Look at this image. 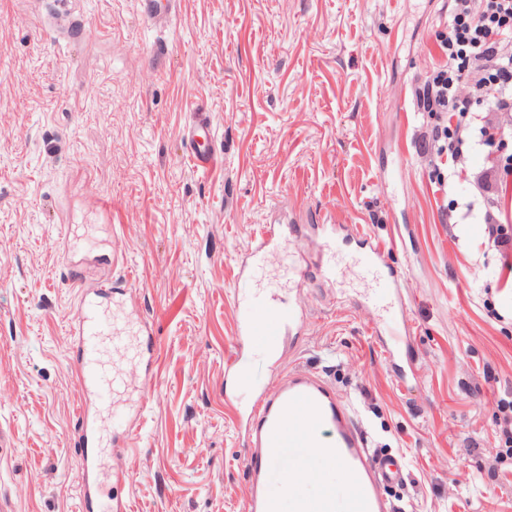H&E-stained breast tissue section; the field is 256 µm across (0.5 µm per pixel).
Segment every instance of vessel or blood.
Returning a JSON list of instances; mask_svg holds the SVG:
<instances>
[{"instance_id": "b4317fda", "label": "vessel or blood", "mask_w": 512, "mask_h": 512, "mask_svg": "<svg viewBox=\"0 0 512 512\" xmlns=\"http://www.w3.org/2000/svg\"><path fill=\"white\" fill-rule=\"evenodd\" d=\"M176 4L177 0H142V17L153 26L166 27ZM185 148L196 170L207 172L215 149L214 133L205 115H198L188 127ZM287 238L305 246L300 262L290 272L298 289L312 275L331 277L333 260L346 255L343 244L355 243L356 249L349 255L371 279L370 303L383 309L399 330L394 340L383 342L382 347L393 364L401 365L402 377L410 378L412 368L402 365L410 333L404 275L391 265L385 250L351 225L324 219L297 224L278 218L253 236L238 268L233 301L241 340L224 364L225 380L232 391L253 388V379L244 368L252 348L276 353L284 338L299 335L302 328L304 312L297 302L264 296L255 281L257 270ZM69 278L78 297L67 326V360L80 391L72 440L81 480L77 512H130L129 501L104 490L105 482H126V474L106 473L103 461L116 451L130 450L137 432L132 413L116 409L112 375L113 364L130 349L129 338L120 325L122 316L113 312L112 305L128 293L132 280L126 275L89 285L74 268ZM139 357L144 365L139 379L143 390L139 407L160 408L162 398L150 391L158 358L156 347L140 350ZM234 418L240 446L245 450V512H395L381 490L404 481L402 457L369 447L352 408L337 398L335 388L322 374H287L276 381L273 389L257 393L245 409L235 410ZM336 467L353 487L343 506H336L330 494L315 498L298 494V486L310 475ZM276 473L287 475L295 489L289 505H282L268 490L269 479Z\"/></svg>"}]
</instances>
